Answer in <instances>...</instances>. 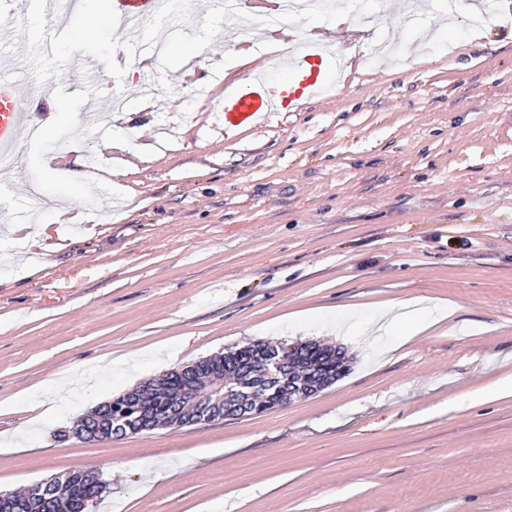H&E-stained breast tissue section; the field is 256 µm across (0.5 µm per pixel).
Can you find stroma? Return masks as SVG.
Masks as SVG:
<instances>
[{
	"label": "stroma",
	"instance_id": "obj_1",
	"mask_svg": "<svg viewBox=\"0 0 512 512\" xmlns=\"http://www.w3.org/2000/svg\"><path fill=\"white\" fill-rule=\"evenodd\" d=\"M482 26L466 10L400 6L377 24L295 19L344 49L388 34L335 86L256 126L208 119L251 70L206 0L119 36L98 5L63 33L0 12V76L81 90L31 97L69 118L22 141L0 204V489L71 469L107 482L94 512H512V0ZM56 51L42 53L45 38ZM136 67L115 84L112 59ZM213 92H205V85ZM156 105L111 146L91 122L103 87ZM96 156L95 189L56 179L59 151ZM70 207L27 242L28 187ZM447 317L405 340L379 332L409 306ZM253 340L320 341L351 369L315 396L204 428L57 441L56 431L142 381ZM95 368L91 386L53 391Z\"/></svg>",
	"mask_w": 512,
	"mask_h": 512
}]
</instances>
